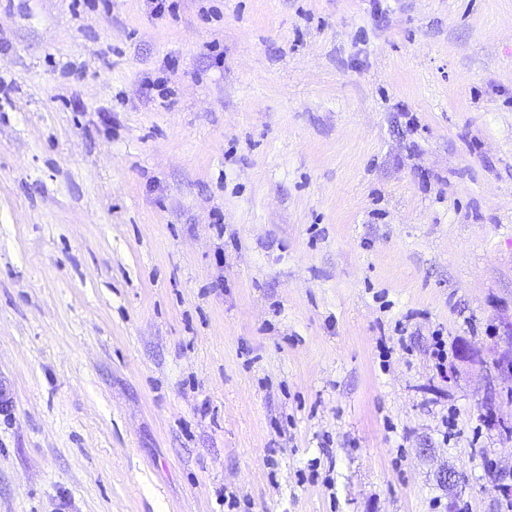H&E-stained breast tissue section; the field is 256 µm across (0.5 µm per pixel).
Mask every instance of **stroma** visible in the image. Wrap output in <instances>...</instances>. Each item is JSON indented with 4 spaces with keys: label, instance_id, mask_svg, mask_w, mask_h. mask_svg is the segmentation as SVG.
<instances>
[{
    "label": "stroma",
    "instance_id": "35a3bbf8",
    "mask_svg": "<svg viewBox=\"0 0 512 512\" xmlns=\"http://www.w3.org/2000/svg\"><path fill=\"white\" fill-rule=\"evenodd\" d=\"M175 4L0 0V512H512V0Z\"/></svg>",
    "mask_w": 512,
    "mask_h": 512
}]
</instances>
